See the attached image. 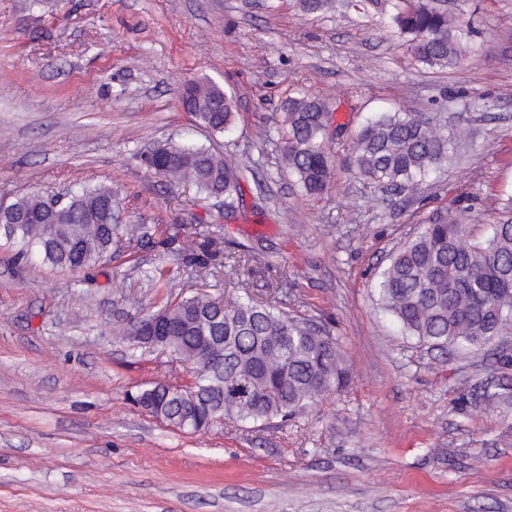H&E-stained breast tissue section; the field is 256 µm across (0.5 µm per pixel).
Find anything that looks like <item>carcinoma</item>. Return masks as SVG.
<instances>
[{"mask_svg": "<svg viewBox=\"0 0 512 512\" xmlns=\"http://www.w3.org/2000/svg\"><path fill=\"white\" fill-rule=\"evenodd\" d=\"M390 20L407 37L414 59L429 67L461 63L458 44L470 25L462 16L430 5V0H394ZM213 133L230 125L233 95L216 84H191L181 95ZM331 116L326 104L307 94L288 99L284 158L300 188L319 196L334 167L326 142ZM464 128L433 123L419 112H377L351 139V167L367 184L402 189L423 181L448 161ZM157 175L192 184L212 195L224 192V213L236 210L240 172L205 147L168 144L148 160ZM53 213L37 192L10 204L0 218V239L35 248L48 264L71 270L98 265L112 250L119 225L111 223L112 188L82 186ZM463 212L439 218L391 258L382 271L380 305L403 335L431 349L478 350L512 335V195L502 199L487 238L462 248ZM175 332L158 347L193 365L192 381L181 390L156 384L139 391L157 420L198 432L210 420L232 418L271 424L306 410L340 391L347 370L338 340L324 329L291 316L274 302L244 293L217 305V299L182 297L156 312Z\"/></svg>", "mask_w": 512, "mask_h": 512, "instance_id": "cac0c4a2", "label": "carcinoma"}]
</instances>
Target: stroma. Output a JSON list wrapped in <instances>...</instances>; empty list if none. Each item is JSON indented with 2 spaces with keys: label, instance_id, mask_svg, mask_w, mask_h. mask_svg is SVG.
<instances>
[{
  "label": "stroma",
  "instance_id": "stroma-1",
  "mask_svg": "<svg viewBox=\"0 0 512 512\" xmlns=\"http://www.w3.org/2000/svg\"><path fill=\"white\" fill-rule=\"evenodd\" d=\"M389 5L0 0V202L104 185L113 223L138 228L84 270L0 242V512H512V336L432 350L373 294L421 224L457 203L483 240L512 193V0H446L471 25L451 69L413 59ZM193 81L234 94L229 130L183 109ZM301 93L343 128L317 197L283 158L281 106ZM394 111L468 129L454 162L398 195L359 179L348 154L366 117ZM168 142L242 169L234 217L148 168ZM247 250L242 274L231 263ZM244 289L336 336L345 387L284 423L193 434L135 407L137 390L191 372L114 327Z\"/></svg>",
  "mask_w": 512,
  "mask_h": 512
}]
</instances>
